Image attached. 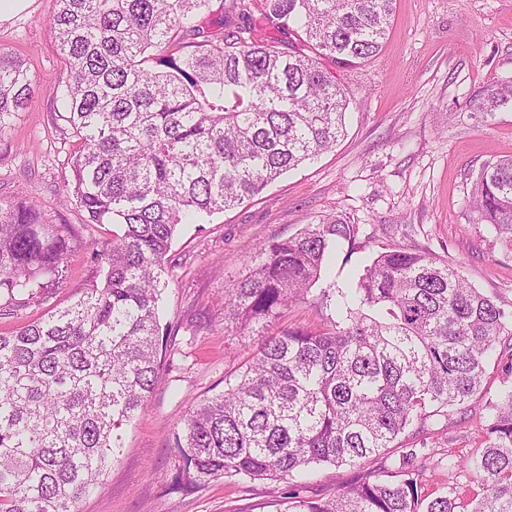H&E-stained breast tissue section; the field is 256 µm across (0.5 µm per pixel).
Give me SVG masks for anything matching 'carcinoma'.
<instances>
[{
    "label": "carcinoma",
    "mask_w": 512,
    "mask_h": 512,
    "mask_svg": "<svg viewBox=\"0 0 512 512\" xmlns=\"http://www.w3.org/2000/svg\"><path fill=\"white\" fill-rule=\"evenodd\" d=\"M394 2L229 0L216 16L212 0H56L49 30L66 75L54 93L78 138L71 187L85 223L113 230L89 243L100 282L0 332V512H82L103 486L121 429L161 380L171 328L159 303L178 226L242 204L336 145L349 102L319 59L345 68L376 56ZM273 31L297 37L291 51ZM35 91L0 51V133ZM508 103L512 79L487 90L481 110ZM471 204L512 246V155L482 165ZM72 233L31 198L0 202V319L63 285ZM356 236L336 218L255 247L224 317L263 339L224 393L184 419L178 484L278 482L373 456L399 480L361 478L326 499L295 491L276 512H512V386L488 404L479 452L432 463L427 442L407 433L480 395L512 341V314L454 265L386 250L356 281L321 291L332 328L270 330ZM430 469L447 472L445 492L419 493Z\"/></svg>",
    "instance_id": "obj_1"
}]
</instances>
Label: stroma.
Returning <instances> with one entry per match:
<instances>
[{
	"label": "stroma",
	"instance_id": "1",
	"mask_svg": "<svg viewBox=\"0 0 512 512\" xmlns=\"http://www.w3.org/2000/svg\"><path fill=\"white\" fill-rule=\"evenodd\" d=\"M55 9V0H31L0 24V50L24 61L37 85L0 137V200L33 198L53 223L76 229L67 281L50 300L63 307L96 280L87 243L110 237L112 228L85 223L77 202H60L76 139L53 95L64 76L47 29ZM336 76L351 99L336 148L241 205L180 227L162 295L161 318L174 333L164 340L161 382L124 429L106 486L83 512H273L275 498L290 489L287 480L173 485L183 418L223 393L225 375L258 349L259 336L237 331L224 317L225 290L254 265L256 245L336 216L358 227L355 248H339L332 275L312 287L308 300L284 310L283 327L330 328L336 316L318 303L321 289L356 279L371 257L393 247L454 264L469 285L512 312V249L496 242L468 206L474 173L512 155V104L489 115L478 110L488 88L512 77V0H396L380 53ZM511 384V375L489 365L484 393L453 413L448 430L425 425L428 445L438 454H473L489 423L488 402ZM367 475L381 479L375 461L323 466L311 492L328 497Z\"/></svg>",
	"mask_w": 512,
	"mask_h": 512
}]
</instances>
